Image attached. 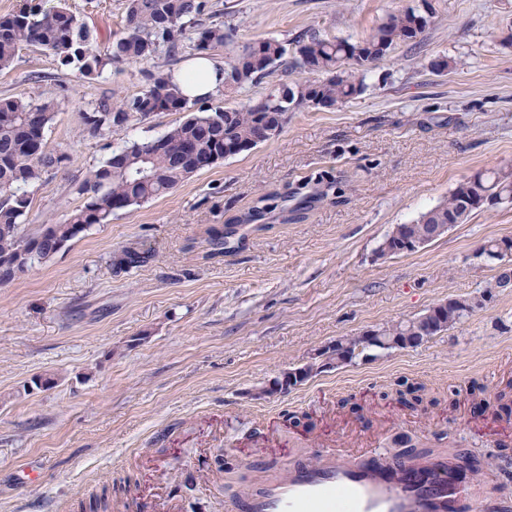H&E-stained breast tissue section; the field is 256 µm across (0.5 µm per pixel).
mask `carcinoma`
<instances>
[{
	"label": "carcinoma",
	"instance_id": "cac0c4a2",
	"mask_svg": "<svg viewBox=\"0 0 512 512\" xmlns=\"http://www.w3.org/2000/svg\"><path fill=\"white\" fill-rule=\"evenodd\" d=\"M206 0H125L123 31L102 50L83 18L66 0L45 9L26 0L19 10L0 15V70L10 68L19 51L38 46L65 67L86 75L108 67L117 71L125 65H152L147 70V87L134 96H105L81 116L78 133L88 131L105 137L126 131L158 112H185L184 120L170 126L154 139L126 141L112 151L103 164L91 167L71 182L70 191L83 199L67 217L44 224L34 236L23 234L22 226L32 204L29 188L59 170L67 153L49 146L46 138L55 118V103L23 94L0 98V284L14 281L34 259L48 260L69 242L95 224H106L112 215L134 205L160 198L200 170L236 156L267 141L266 130L284 127L288 113L303 107L333 109L361 94L373 66L400 43L413 39L412 30L421 14L409 6L390 14L369 37L350 42L327 39L313 32L302 41L293 61H288L287 43L264 37L235 44L227 68L232 81L224 82V105L199 112L175 81V71L154 65L161 51L176 54L188 47L194 53H209L234 44V29L224 25L220 14L206 13ZM209 20H203L204 15ZM291 64L307 80L279 84L257 101L237 100L238 93L273 75L276 68ZM327 197L322 191L300 200L285 220L302 217L313 204ZM262 196L255 206L228 223V234L242 224H255L270 211ZM512 203V165L479 171L459 181L446 199L405 224L394 225L385 240L425 238L437 224L466 223L487 205ZM154 254L126 249L114 265L129 269L149 264ZM483 306L481 296L448 298L440 314H421L381 327L382 337L408 336L416 344L443 330L454 328L468 313ZM349 359L364 356L381 343L350 336ZM110 488L90 493L80 512H112Z\"/></svg>",
	"mask_w": 512,
	"mask_h": 512
}]
</instances>
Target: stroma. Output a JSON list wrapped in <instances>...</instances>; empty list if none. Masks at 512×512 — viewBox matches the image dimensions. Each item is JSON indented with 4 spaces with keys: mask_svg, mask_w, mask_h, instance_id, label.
Listing matches in <instances>:
<instances>
[{
    "mask_svg": "<svg viewBox=\"0 0 512 512\" xmlns=\"http://www.w3.org/2000/svg\"><path fill=\"white\" fill-rule=\"evenodd\" d=\"M206 2L235 25L237 41L293 44L310 30L361 40L412 0ZM68 4L98 46L120 34L124 0ZM437 10L434 24L374 67L362 94L290 113L270 141L93 225L0 285V512H72L103 484L143 512H185L189 479L205 512H224L265 470L317 445L377 448L387 461L401 451L462 453L482 468L466 487L512 500V415L497 398L512 374V292L495 288L497 262L474 257L486 241L512 237V205L477 213L415 253L376 255L393 225L438 205L461 178L512 163V0H438ZM442 58L439 73L432 63ZM145 82L141 65L87 76L39 47L0 73V98L54 100L47 139L68 145V161L32 192L26 232L81 205L72 177L124 140L160 136L180 120L162 112L108 138L76 137L91 101L137 94ZM318 178L332 188L303 219L273 213L240 227L234 250L210 245V228L261 195H292ZM127 247L155 259L114 267ZM464 294L486 301L450 331L267 391L336 339ZM41 374L55 385L31 386ZM405 380L423 383L439 406L399 404ZM474 385L484 390L481 415L468 404ZM26 465L39 483H18Z\"/></svg>",
    "mask_w": 512,
    "mask_h": 512,
    "instance_id": "35a3bbf8",
    "label": "stroma"
}]
</instances>
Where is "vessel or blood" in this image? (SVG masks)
<instances>
[{"mask_svg":"<svg viewBox=\"0 0 512 512\" xmlns=\"http://www.w3.org/2000/svg\"><path fill=\"white\" fill-rule=\"evenodd\" d=\"M225 512H493L469 495L447 460L407 458L392 470L375 456L343 457L313 449L303 462L283 464L263 488L229 499Z\"/></svg>","mask_w":512,"mask_h":512,"instance_id":"b4317fda","label":"vessel or blood"}]
</instances>
